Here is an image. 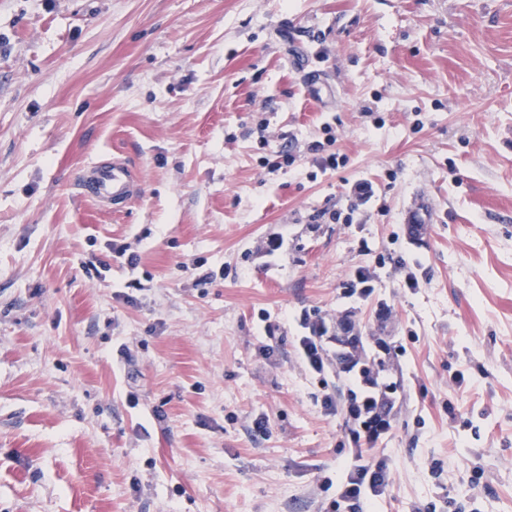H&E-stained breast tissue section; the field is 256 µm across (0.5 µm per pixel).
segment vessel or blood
<instances>
[{
	"label": "vessel or blood",
	"mask_w": 512,
	"mask_h": 512,
	"mask_svg": "<svg viewBox=\"0 0 512 512\" xmlns=\"http://www.w3.org/2000/svg\"><path fill=\"white\" fill-rule=\"evenodd\" d=\"M83 187L86 194L96 202L117 207L138 194L140 180L136 172L123 161H96L87 166Z\"/></svg>",
	"instance_id": "obj_1"
}]
</instances>
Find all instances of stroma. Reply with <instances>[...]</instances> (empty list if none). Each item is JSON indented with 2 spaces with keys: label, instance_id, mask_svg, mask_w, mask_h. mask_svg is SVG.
Listing matches in <instances>:
<instances>
[{
  "label": "stroma",
  "instance_id": "stroma-1",
  "mask_svg": "<svg viewBox=\"0 0 512 512\" xmlns=\"http://www.w3.org/2000/svg\"><path fill=\"white\" fill-rule=\"evenodd\" d=\"M319 318L397 385L384 512H512V0H0V512H320ZM83 187L86 194L101 204L112 203L117 209L138 194L140 180L136 172L125 162H91L85 172ZM305 328L309 330V334L298 336V355L311 373L321 375L326 370L327 362L332 357L336 358L337 352L334 351L331 356L329 349L330 343L336 344V336L328 335L329 329L322 318Z\"/></svg>",
  "mask_w": 512,
  "mask_h": 512
}]
</instances>
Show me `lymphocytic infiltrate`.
Instances as JSON below:
<instances>
[{"label": "lymphocytic infiltrate", "instance_id": "lymphocytic-infiltrate-1", "mask_svg": "<svg viewBox=\"0 0 512 512\" xmlns=\"http://www.w3.org/2000/svg\"><path fill=\"white\" fill-rule=\"evenodd\" d=\"M334 338L324 320L309 324L308 333L299 337L297 352L306 368L315 374L325 372ZM359 342L350 337V348L342 352L340 369L351 383L346 414L352 424L351 446L339 477H323L322 512H373L383 500L389 485V469L384 460L375 459L371 446L391 428L392 406L377 390L375 381L364 378L362 367L352 352Z\"/></svg>", "mask_w": 512, "mask_h": 512}]
</instances>
